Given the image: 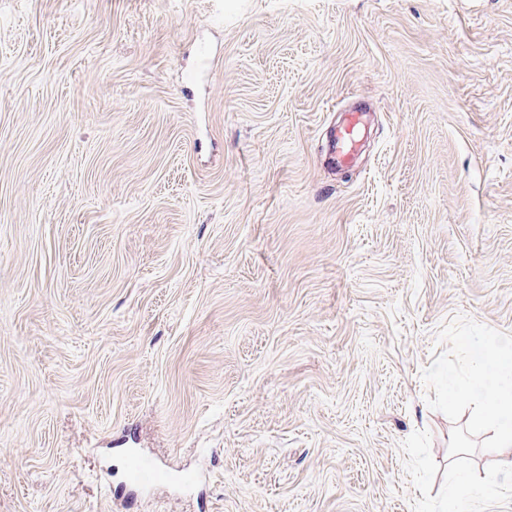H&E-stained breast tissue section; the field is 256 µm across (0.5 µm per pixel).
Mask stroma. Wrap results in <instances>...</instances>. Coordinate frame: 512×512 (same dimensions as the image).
I'll return each mask as SVG.
<instances>
[{"instance_id": "1", "label": "stroma", "mask_w": 512, "mask_h": 512, "mask_svg": "<svg viewBox=\"0 0 512 512\" xmlns=\"http://www.w3.org/2000/svg\"><path fill=\"white\" fill-rule=\"evenodd\" d=\"M458 316L512 334V0H0V512H412ZM362 116L360 112H350L346 122L332 134L329 150L339 165H348L356 154ZM129 473L131 481L136 485L156 486L161 482L159 469L153 461L137 453L129 458Z\"/></svg>"}]
</instances>
